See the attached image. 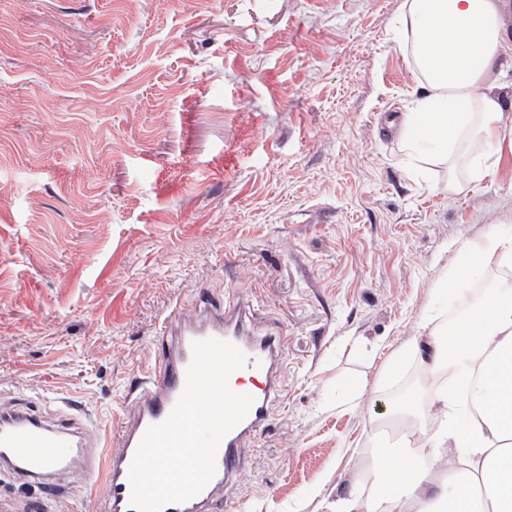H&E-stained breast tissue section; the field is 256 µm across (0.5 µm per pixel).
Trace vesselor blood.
Instances as JSON below:
<instances>
[{
    "label": "vessel or blood",
    "mask_w": 512,
    "mask_h": 512,
    "mask_svg": "<svg viewBox=\"0 0 512 512\" xmlns=\"http://www.w3.org/2000/svg\"><path fill=\"white\" fill-rule=\"evenodd\" d=\"M255 308L246 294L216 304L209 300L169 311L158 342L163 357L143 369L133 390L134 405L121 417L117 435L104 456L89 448L81 427L51 426L32 412L19 408L0 412V474L56 494L74 476L91 480L103 475L106 491L98 512H134L130 504L129 469L146 432L164 421L185 385L192 361V344L219 338L238 346L247 361L237 369L230 388L250 393L254 402L246 418L222 439L216 472L195 497L163 512H223L224 494L242 473L244 454L256 433L269 421L280 396L281 358L275 338L251 333Z\"/></svg>",
    "instance_id": "obj_1"
}]
</instances>
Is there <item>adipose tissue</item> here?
Segmentation results:
<instances>
[{"label": "adipose tissue", "mask_w": 512, "mask_h": 512, "mask_svg": "<svg viewBox=\"0 0 512 512\" xmlns=\"http://www.w3.org/2000/svg\"><path fill=\"white\" fill-rule=\"evenodd\" d=\"M404 23L413 58L431 92L401 120L411 152L451 157L467 148L470 179L480 178L512 147V123L503 118L500 78L512 65V0H405ZM442 282L456 292L473 271H505L495 288L473 305L465 326L428 313L420 334L400 348L388 371L405 355L447 377L430 406L410 391L397 416L404 443L378 451L365 463V483L337 499L335 512H512V235L487 234L460 245ZM429 410L439 429L420 421ZM466 463L436 472L418 469L416 455L443 460L448 452Z\"/></svg>", "instance_id": "adipose-tissue-1"}]
</instances>
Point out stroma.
Wrapping results in <instances>:
<instances>
[{"label": "stroma", "mask_w": 512, "mask_h": 512, "mask_svg": "<svg viewBox=\"0 0 512 512\" xmlns=\"http://www.w3.org/2000/svg\"><path fill=\"white\" fill-rule=\"evenodd\" d=\"M402 3L0 0V405L110 430L172 306L246 292L283 393L224 512H333L457 247L512 231V150L454 193L387 129L428 92Z\"/></svg>", "instance_id": "1"}]
</instances>
